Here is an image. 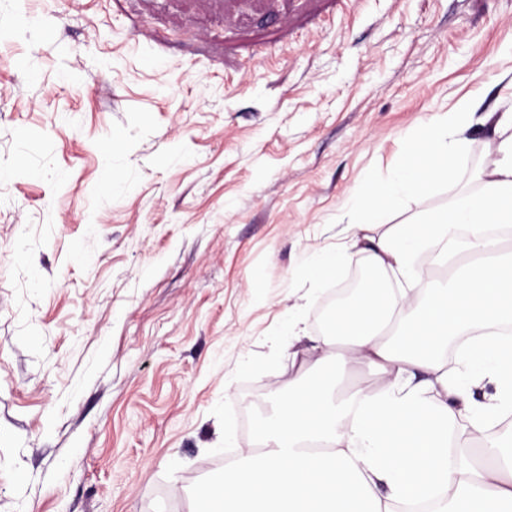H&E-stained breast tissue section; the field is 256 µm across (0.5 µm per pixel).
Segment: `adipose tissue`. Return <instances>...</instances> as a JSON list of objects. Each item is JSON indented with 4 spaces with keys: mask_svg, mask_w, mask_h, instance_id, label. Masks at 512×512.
I'll return each instance as SVG.
<instances>
[{
    "mask_svg": "<svg viewBox=\"0 0 512 512\" xmlns=\"http://www.w3.org/2000/svg\"><path fill=\"white\" fill-rule=\"evenodd\" d=\"M474 108L458 105L425 124L398 168L367 177L349 205L353 226L374 224L381 209L447 181ZM498 140L481 169L477 192H460L445 207L358 237L373 267L412 276L416 256L443 245L454 274L420 303L402 295L382 304L374 292L339 313L338 338L313 346L310 368L330 372L311 386L275 387L274 413L260 421L262 453L247 450L225 467L203 496L221 512H392L397 502L440 498L445 512H512V450L487 430L512 413V250L487 234L512 226V109L494 122ZM471 336L455 370L446 348ZM356 363L383 384L339 393ZM489 383L493 394L475 400ZM465 421L477 448L448 458V427Z\"/></svg>",
    "mask_w": 512,
    "mask_h": 512,
    "instance_id": "adipose-tissue-1",
    "label": "adipose tissue"
}]
</instances>
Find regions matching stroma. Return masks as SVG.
<instances>
[{
    "mask_svg": "<svg viewBox=\"0 0 512 512\" xmlns=\"http://www.w3.org/2000/svg\"><path fill=\"white\" fill-rule=\"evenodd\" d=\"M463 102L453 180L377 235L478 189L512 0H0V512H192L312 381L350 199ZM344 255L336 251H321L312 255L307 262L309 276L324 281L335 276Z\"/></svg>",
    "mask_w": 512,
    "mask_h": 512,
    "instance_id": "1",
    "label": "stroma"
}]
</instances>
